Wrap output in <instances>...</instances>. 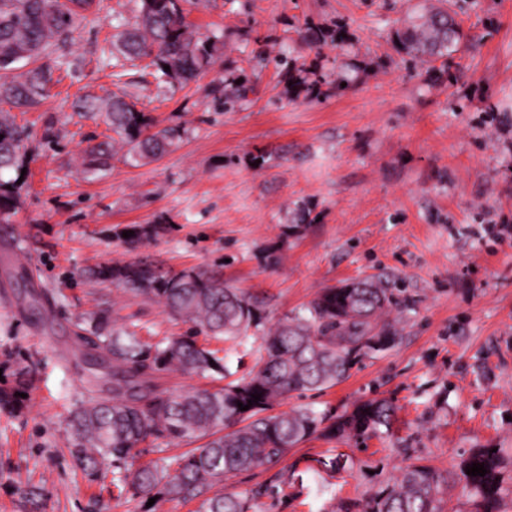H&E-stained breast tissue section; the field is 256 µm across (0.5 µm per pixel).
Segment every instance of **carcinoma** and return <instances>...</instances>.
I'll return each mask as SVG.
<instances>
[{"instance_id": "1", "label": "carcinoma", "mask_w": 512, "mask_h": 512, "mask_svg": "<svg viewBox=\"0 0 512 512\" xmlns=\"http://www.w3.org/2000/svg\"><path fill=\"white\" fill-rule=\"evenodd\" d=\"M137 14L120 31L114 50L134 62L148 58L167 81L187 84L215 62L217 40L186 20L183 0H137ZM84 11L65 0H0V99L15 106L39 105L49 92L55 68L50 56L64 46ZM462 37L456 16L442 7L428 9L396 32L402 51L429 62L455 50ZM30 64L10 76L14 64ZM170 70H164V67ZM75 110L99 115L116 138L87 149V173L95 174L111 155L112 144L127 147L124 160L144 165L173 151L180 135L158 127L136 104L114 94L108 99L80 97ZM28 134L0 113V171L17 167ZM0 181V223L16 213L15 192ZM164 230L159 224H131L117 231L131 245ZM83 277L111 283L133 297L164 305L173 317L190 326V333L149 343L137 333L116 330L109 309L101 308L77 323L76 337L86 346L85 363L101 366L99 353L109 358L112 396L89 397L71 412L68 427L73 458L84 468L112 460L114 477L123 490L139 500L143 512L170 501H198L196 512H256L252 495L224 492V477L274 464L315 434L337 442L390 432L395 409L386 399L367 400L335 417L302 408L270 413L284 397L322 392L342 382L363 358L385 352L400 340L398 330L381 320L398 308L389 283L365 278L325 288L306 307L266 325L258 302L224 282L222 273L198 268L161 272L140 260L98 264ZM254 332L261 336L263 354L246 375L224 387L194 388L177 394L151 384L162 373L230 375L224 359L198 345L197 335L226 341ZM260 401L246 411L251 394ZM201 442L168 459L142 460L160 445ZM479 463L485 476H470L466 467ZM460 487L453 512H512V451L479 448L443 475L412 461L399 469L385 487L355 504L358 512H445V485ZM156 498L151 507L149 499Z\"/></svg>"}]
</instances>
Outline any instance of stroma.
<instances>
[{
    "label": "stroma",
    "instance_id": "stroma-1",
    "mask_svg": "<svg viewBox=\"0 0 512 512\" xmlns=\"http://www.w3.org/2000/svg\"><path fill=\"white\" fill-rule=\"evenodd\" d=\"M427 0H187L186 16L221 55L189 84L138 66L114 83L101 49L135 0H100L53 58L62 80L31 109L14 182L18 208L0 223L33 280L0 289V378L31 389L0 408V512H140L73 460L65 420L87 390L74 322L107 308L116 327L155 342L188 333L162 304L81 278L97 263L144 258L198 267L258 298L268 323L322 289L375 277L395 288L401 341L364 358L318 394L280 410L341 414L374 398L395 407L393 435L355 445L313 437L280 462L230 475L228 492L273 494L258 512H329L358 502L408 457L447 472L476 448H512V0H446L462 38L450 56L410 68L395 33ZM242 81L244 98L225 101ZM124 93L178 148L147 165L114 160L85 173L103 123L73 112L90 93ZM58 136L46 144V127ZM163 224L131 246L117 229ZM199 344L242 376L259 336ZM35 488L28 499L23 488Z\"/></svg>",
    "mask_w": 512,
    "mask_h": 512
}]
</instances>
